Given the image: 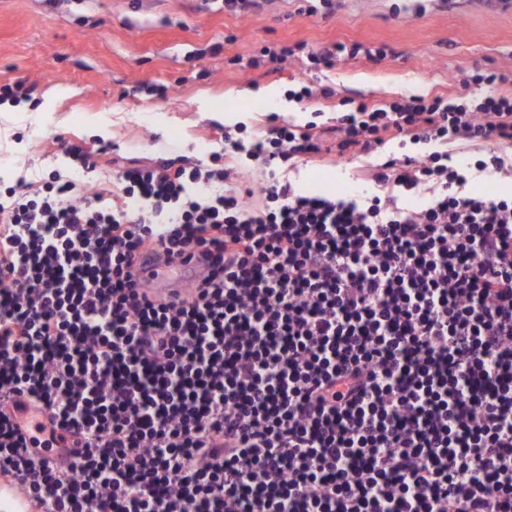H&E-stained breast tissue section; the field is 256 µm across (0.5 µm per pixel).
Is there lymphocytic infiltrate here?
<instances>
[{
  "instance_id": "1",
  "label": "lymphocytic infiltrate",
  "mask_w": 512,
  "mask_h": 512,
  "mask_svg": "<svg viewBox=\"0 0 512 512\" xmlns=\"http://www.w3.org/2000/svg\"><path fill=\"white\" fill-rule=\"evenodd\" d=\"M497 80L337 113L357 200L285 178L314 121L225 131L269 172L253 211L240 165L126 170L112 209L56 174L8 188L0 477L37 512H512V197L466 191L512 178ZM409 142L432 150L385 151ZM457 143L484 152L459 167ZM153 255L198 259L186 298L138 281Z\"/></svg>"
}]
</instances>
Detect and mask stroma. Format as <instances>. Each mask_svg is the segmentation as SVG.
<instances>
[{
	"label": "stroma",
	"instance_id": "obj_1",
	"mask_svg": "<svg viewBox=\"0 0 512 512\" xmlns=\"http://www.w3.org/2000/svg\"><path fill=\"white\" fill-rule=\"evenodd\" d=\"M308 0H271L234 14L214 0H0V86L33 88L27 102L0 101V185L50 172L81 191H99L103 207L122 205L115 177L126 167L183 159L210 162L224 153L225 127L261 134L269 115L303 124L312 112L329 123L334 99L300 107L288 97L298 81L329 86L368 105L402 97L476 98L461 71L491 69L512 91V8L497 0H332L309 12ZM342 42L383 47L384 59L308 66L298 46ZM265 46L295 49L284 62L248 64ZM261 90L257 102L238 97ZM91 152L83 172L67 150ZM367 163L300 162L290 177L301 189L364 194Z\"/></svg>",
	"mask_w": 512,
	"mask_h": 512
}]
</instances>
